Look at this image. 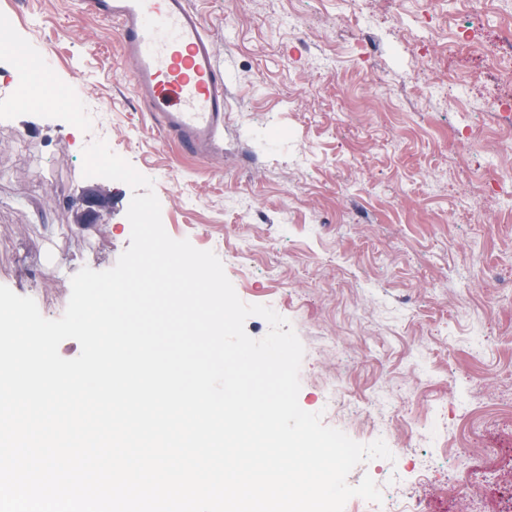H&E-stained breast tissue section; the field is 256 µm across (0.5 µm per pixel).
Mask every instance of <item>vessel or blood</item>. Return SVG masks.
Instances as JSON below:
<instances>
[{
    "instance_id": "1",
    "label": "vessel or blood",
    "mask_w": 512,
    "mask_h": 512,
    "mask_svg": "<svg viewBox=\"0 0 512 512\" xmlns=\"http://www.w3.org/2000/svg\"><path fill=\"white\" fill-rule=\"evenodd\" d=\"M111 24L135 97L155 126L190 155L224 153L228 77L191 0H77Z\"/></svg>"
}]
</instances>
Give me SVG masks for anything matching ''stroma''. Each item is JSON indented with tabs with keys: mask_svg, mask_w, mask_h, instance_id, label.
<instances>
[{
	"mask_svg": "<svg viewBox=\"0 0 512 512\" xmlns=\"http://www.w3.org/2000/svg\"><path fill=\"white\" fill-rule=\"evenodd\" d=\"M229 77L224 156L183 154L164 139L123 76L117 36L74 16V0H0L17 49L0 47V285L63 315L82 267L112 268L130 245L125 183L82 175V151L106 140L153 181L164 228L213 251L239 298L285 317L303 344L300 407L393 460L356 466L383 497L421 465L433 488L451 470L487 490L455 512H512V216L475 194L488 163L512 171L494 107L512 97L498 55L512 0H194ZM472 32L470 47L460 45ZM50 49L53 76L25 109L22 64ZM462 85L438 108L435 86ZM81 91V112L68 98ZM278 113L286 133L265 127ZM102 206L92 223L78 203ZM261 257L239 272L236 249ZM392 411H328L334 385ZM424 418L427 429L407 431ZM473 427L460 441L463 427Z\"/></svg>",
	"mask_w": 512,
	"mask_h": 512,
	"instance_id": "stroma-1",
	"label": "stroma"
}]
</instances>
